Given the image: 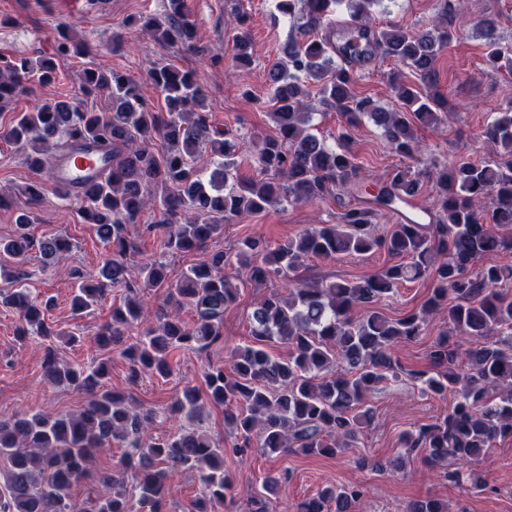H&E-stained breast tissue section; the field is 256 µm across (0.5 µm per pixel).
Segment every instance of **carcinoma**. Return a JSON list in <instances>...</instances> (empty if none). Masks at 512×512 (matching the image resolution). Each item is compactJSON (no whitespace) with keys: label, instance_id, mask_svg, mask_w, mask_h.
Listing matches in <instances>:
<instances>
[{"label":"carcinoma","instance_id":"1","mask_svg":"<svg viewBox=\"0 0 512 512\" xmlns=\"http://www.w3.org/2000/svg\"><path fill=\"white\" fill-rule=\"evenodd\" d=\"M338 0H277L279 12L301 21L303 40H291L285 60L266 76L269 115L278 135L257 149V174L239 179L231 160L235 145L215 126L206 98L191 72L170 64L149 73L163 96L166 111H154L139 84L117 71L87 67L80 91L104 96V112L80 108L75 99L58 100L36 112H17L4 137L23 150L26 163L43 170L52 152L71 141H86L110 160L98 178L72 193L84 221L110 246L95 278L81 283L73 296L74 311L86 313L112 289L121 288L123 303L112 308L111 321L98 328L94 341L108 353L119 350L128 362V378L143 374L167 377L173 358L183 350L204 352L224 342V312L236 303L240 286L224 276V268L248 270L247 282L278 281L288 293L263 296L250 314L251 340L233 348L228 366L210 367L204 389L187 386L168 413L194 426L157 438H146L157 413L127 401L107 389L110 359L83 369L62 363L48 345L42 373L53 385L72 387L88 396L74 414L49 416L23 410L0 416V462L6 478L0 485V512H166L173 475L196 472L201 491L192 512H212L224 502L231 479L224 470V449L201 425L205 406L224 408V422L235 438L234 452L254 448L279 455L293 451L337 457L352 447L363 423L373 419L368 394L380 384L399 378L403 367L395 355L401 343L423 335L430 320L444 327L427 353L430 368L410 374L425 392L454 394L448 413L402 435L404 448L428 464L454 459L466 466L453 478L473 489L485 486L476 464L499 439L512 438V265L484 263L485 255L512 251V102L498 107L483 130L500 148L499 159L474 162L462 158L449 165L431 164L426 178L416 169H396L359 205L346 209L337 224H317L275 248L246 237L235 246L173 275L167 256L204 248L220 237L224 223L243 221L278 201L309 203L331 190L360 187L363 167L352 149L362 119L369 118L392 152L424 163L419 157L414 124H438L448 100L436 90L439 52L455 34L448 28V0H439L433 27L412 31L387 22L373 23V12L384 0H344L364 28L363 48L343 63L325 28L327 13ZM236 34L232 60L240 68L252 64L247 12L233 13ZM155 41L196 50L195 26L184 0H168L162 18L136 20ZM74 25H63L56 54H85L90 46L72 38ZM485 61L492 68L509 64L512 47L502 46L498 25H478ZM376 53L406 66L418 83L393 75L391 90L397 107L385 109L356 91L354 66ZM54 59L0 55V111L27 92L32 82L56 79ZM316 89L323 103L339 113L342 124L336 147L308 132L309 98ZM222 159L204 175L199 146ZM432 184L437 219L429 223L393 224L379 232L377 216L394 211L406 197H417ZM151 209L154 221L142 223ZM26 212L16 218L15 234L0 240V278L16 284L0 293V302L14 308L20 320L16 336L43 340L59 335L48 323L51 300L32 297L25 288L30 273L28 255L39 252L59 261L71 251L62 236L36 238ZM159 239L161 255L132 263L139 251L129 229ZM384 252L389 263L357 281L299 276L308 258L333 261L340 257ZM431 281V292L420 308L401 318H389L381 304L399 285ZM165 288L163 303L144 312L139 294ZM193 320L186 322L181 311ZM145 325L132 343L126 330ZM474 346L460 350L462 340ZM270 342L288 346L287 357L267 350ZM112 444L129 449L109 469L91 472L94 454ZM265 477L261 489L245 500L243 512H271L269 494L282 481ZM89 486L80 501L74 489ZM363 486L326 485L302 501L296 512H351ZM401 512H448L435 498L408 502Z\"/></svg>","mask_w":512,"mask_h":512}]
</instances>
